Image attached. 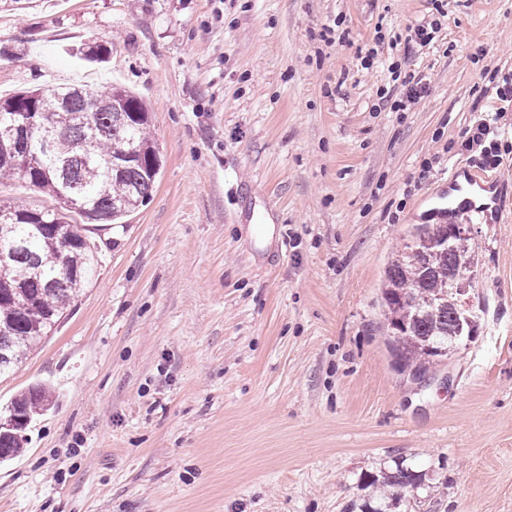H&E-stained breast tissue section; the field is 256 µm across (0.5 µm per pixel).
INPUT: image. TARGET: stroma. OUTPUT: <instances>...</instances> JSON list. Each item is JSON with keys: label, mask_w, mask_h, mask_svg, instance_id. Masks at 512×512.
Instances as JSON below:
<instances>
[{"label": "stroma", "mask_w": 512, "mask_h": 512, "mask_svg": "<svg viewBox=\"0 0 512 512\" xmlns=\"http://www.w3.org/2000/svg\"><path fill=\"white\" fill-rule=\"evenodd\" d=\"M0 0V97L116 85L162 165L94 278L0 377L53 402L0 466V512H512V222L459 208L469 346L400 373L380 300L415 224L479 161L461 145L512 70V0ZM101 44L107 63L72 56ZM374 51L370 68L358 52ZM423 79L410 110L389 67ZM425 479L393 505L396 461Z\"/></svg>", "instance_id": "1"}]
</instances>
